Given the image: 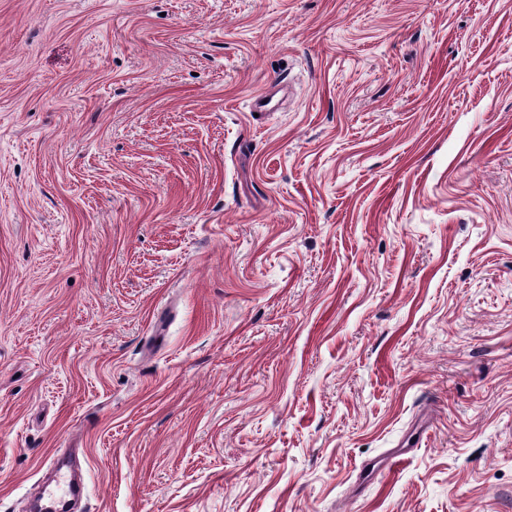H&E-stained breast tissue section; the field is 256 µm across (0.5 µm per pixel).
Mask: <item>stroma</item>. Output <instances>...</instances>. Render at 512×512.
Wrapping results in <instances>:
<instances>
[{
  "mask_svg": "<svg viewBox=\"0 0 512 512\" xmlns=\"http://www.w3.org/2000/svg\"><path fill=\"white\" fill-rule=\"evenodd\" d=\"M73 448L84 512H512V0H0V512Z\"/></svg>",
  "mask_w": 512,
  "mask_h": 512,
  "instance_id": "stroma-1",
  "label": "stroma"
}]
</instances>
